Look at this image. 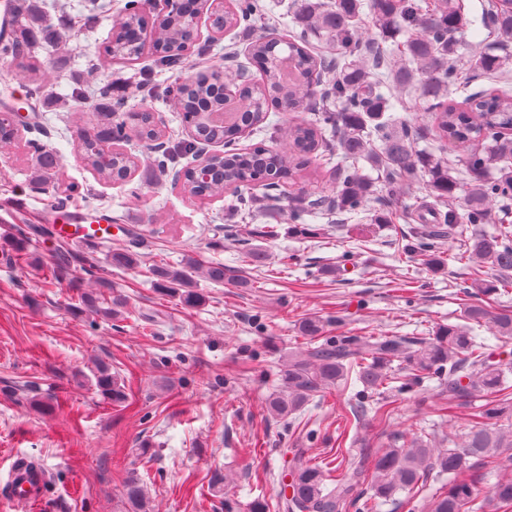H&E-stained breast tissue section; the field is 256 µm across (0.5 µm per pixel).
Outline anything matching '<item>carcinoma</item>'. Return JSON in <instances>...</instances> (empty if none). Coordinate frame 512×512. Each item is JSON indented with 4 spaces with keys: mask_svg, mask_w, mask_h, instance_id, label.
<instances>
[{
    "mask_svg": "<svg viewBox=\"0 0 512 512\" xmlns=\"http://www.w3.org/2000/svg\"><path fill=\"white\" fill-rule=\"evenodd\" d=\"M0 15V67L12 73L20 69L37 81L43 63L36 57L38 39L50 38L53 30L42 24L31 9V0H4ZM150 0H128L125 16L112 27L109 57L112 64L133 65L141 55L155 57L159 68L173 69L180 56L171 49L185 42L193 28L200 4L180 0L178 12L166 29L147 44L140 42L148 26L145 7ZM267 9L261 0H228L224 16L210 22L214 33L236 32L246 45L247 59L260 77L238 90L233 118L219 122L213 115L225 110L224 87L211 80L208 71H221L224 62L236 57L229 50L209 63V70L188 74L169 91L183 111L184 121L201 128L206 138L226 147L213 160L215 171L205 178L190 177L181 184L190 198H218L231 190L234 210L259 214L270 220L266 235L274 238L279 226L289 221V231L304 234L309 217L337 213L359 214L373 200L397 204L401 188L421 184L437 202L465 192V212H444L433 205L403 212L419 224L403 235L399 261H417L433 271L445 267L440 246L454 244L449 257L470 265L476 291L467 293L461 324L439 326L430 336H346L321 339L323 322L304 318L300 332L311 342L288 354L280 383L268 397L269 414L280 420L299 417L307 405L332 391H344L356 378L363 384L359 400L344 408V419L362 445L355 465L331 474L297 450L288 461L289 483L283 485L277 512H376L384 505L410 506L419 493L428 492L427 512H512V361L501 357L475 331L486 328L497 337L512 340V307L500 298L512 293V222L496 224L491 232L475 229L491 220L493 206L512 214V170L499 166L512 159V93L505 53L512 48V6L488 0L480 18L464 15L458 0H438L425 8L421 0H300L295 19L299 33L283 39L273 33L254 34L255 18ZM375 29L372 36L367 28ZM484 29L494 42L481 47L473 59L477 76L497 88L453 97L454 56L468 29ZM402 43L404 63L392 62L393 49L386 42ZM328 45L336 50L324 70L331 73L322 86L318 58L308 45ZM418 91L422 112L438 139L466 152L455 164L443 147L420 151L412 129L391 114L392 91ZM0 152L18 146L19 132L9 123L12 106L0 104ZM311 112L313 118L287 125L275 147L259 144L237 149L240 130L255 133L269 126V109ZM120 107L95 112L76 127V139L84 165L98 180L129 178L136 171L134 157L124 151L108 152V143L136 137L148 151L146 172L156 181L167 175L174 152L202 153L199 141L162 140L165 133L155 124L152 112L138 118L119 115ZM336 152V187L333 194L312 198L303 193L287 204L274 194L278 182L311 176V158L320 149ZM34 179H59L60 156L45 146L33 145ZM368 162L377 177L362 173L358 162ZM262 182L264 192L253 191ZM149 228L139 224L127 230L129 240L109 251L110 264L136 269L142 263L137 251ZM493 274L486 275L484 269ZM158 289L172 293L187 308L200 306L205 296L196 287L201 276L210 282H231L240 288L250 283L222 263L203 264L187 254L175 265L153 268ZM80 301L88 311L105 319L124 317L128 300L121 294L108 299L83 292ZM93 386L114 406L129 399L124 377L107 365H97ZM434 380L448 395L437 408L438 422L407 437L395 435L384 448H373L363 431L388 426L395 419L394 401L385 390L402 391ZM469 408V421L455 423L454 409ZM127 512H150L149 498L138 473L130 471L121 484Z\"/></svg>",
    "mask_w": 512,
    "mask_h": 512,
    "instance_id": "1",
    "label": "carcinoma"
}]
</instances>
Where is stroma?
<instances>
[{
	"mask_svg": "<svg viewBox=\"0 0 512 512\" xmlns=\"http://www.w3.org/2000/svg\"><path fill=\"white\" fill-rule=\"evenodd\" d=\"M35 2L48 23L67 27L72 48L41 44L44 94L36 111L25 109L29 84L0 73V93L23 109L18 148L0 153V512H21L5 488L22 458L48 478L28 512H125L121 480L131 470L142 476L153 512H251L257 498L275 503L295 449L331 469L354 465L357 452L336 442L346 397L329 394L310 405L311 439L266 410L282 353L301 341L300 321L319 316L331 338L426 336L455 323L471 286L469 267L452 260L435 273L398 261L409 230L398 216L373 228L365 211L346 228L337 215H323L309 219V234L293 236L283 226L271 239L264 218L228 214L231 195L191 200L171 180L138 173L118 183L98 180L76 147L81 113L115 104L126 112L150 108L166 135L186 138L181 113L164 97L177 74L148 57L132 68L103 65L126 0ZM143 70L153 94L138 87ZM33 142L61 156L70 208L109 211L122 227L151 226L139 268L112 267L108 245L86 249L53 234L30 235L21 251L12 246L54 204L52 193L30 181ZM255 246L268 254L260 267L245 260ZM193 251L244 271L249 287L205 281V304L183 309L155 287L151 269ZM88 255L97 260L91 275ZM402 279L414 281L412 299L396 292ZM84 290L128 295L129 314L108 322L86 312ZM97 359L130 381L128 407L105 402L83 383ZM241 362L251 367L242 379L234 375ZM440 401L427 386L415 387L398 396L396 418L408 430L432 424ZM218 472L230 480L221 494L212 489Z\"/></svg>",
	"mask_w": 512,
	"mask_h": 512,
	"instance_id": "stroma-1",
	"label": "stroma"
}]
</instances>
